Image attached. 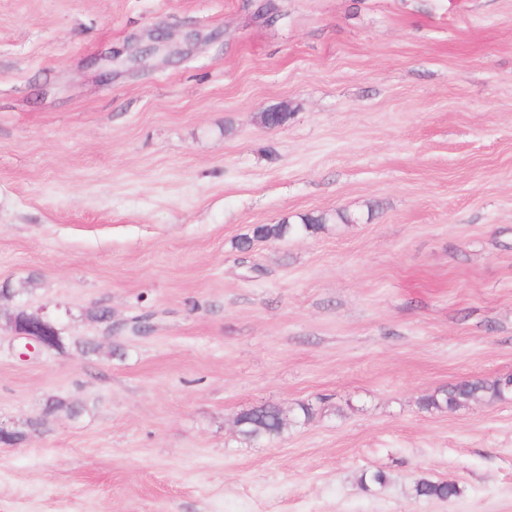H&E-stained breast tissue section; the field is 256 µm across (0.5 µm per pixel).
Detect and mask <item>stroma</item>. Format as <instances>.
<instances>
[{
	"label": "stroma",
	"instance_id": "1",
	"mask_svg": "<svg viewBox=\"0 0 512 512\" xmlns=\"http://www.w3.org/2000/svg\"><path fill=\"white\" fill-rule=\"evenodd\" d=\"M506 377L512 0H0V512H512ZM325 217L309 220L306 224H265L254 229V235L264 239H281L287 235L308 234L319 228ZM9 327L15 337L21 341L19 357L28 358L31 355L53 350L48 340L52 336H57L58 329L40 313L20 311L10 317ZM511 394L512 389L506 387L505 380L491 382L484 380L463 381L441 391L439 395L431 398L427 404L436 408H453L469 401L504 400L509 398ZM240 433L245 437L258 440L278 435L286 424L287 417L273 406L254 408L240 416ZM415 494L423 498H454L459 490L455 484L419 478L414 484Z\"/></svg>",
	"mask_w": 512,
	"mask_h": 512
}]
</instances>
